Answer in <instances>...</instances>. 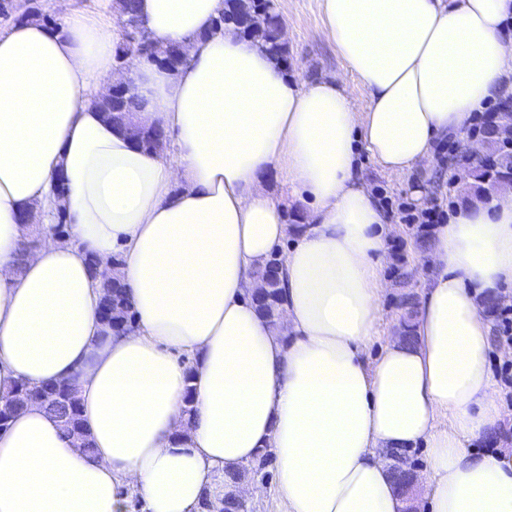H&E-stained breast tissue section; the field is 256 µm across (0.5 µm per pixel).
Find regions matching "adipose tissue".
I'll return each instance as SVG.
<instances>
[{"label": "adipose tissue", "mask_w": 512, "mask_h": 512, "mask_svg": "<svg viewBox=\"0 0 512 512\" xmlns=\"http://www.w3.org/2000/svg\"><path fill=\"white\" fill-rule=\"evenodd\" d=\"M148 35L186 48L169 71L133 60L137 119L176 136L169 162L136 148L96 104L115 80L122 28L63 10L58 26L0 32V393L69 382L93 453L31 404L0 431V512H196L203 489L265 448L285 512H404L390 455L428 450L427 512H512V455L472 448L501 419L477 294L512 283V188L433 229L417 342L377 357L393 231L356 160L428 168L440 139L512 84V0H321L324 38L368 91L303 84L234 30L224 0H137ZM310 202L296 230L271 170ZM65 172V200L52 189ZM65 206L70 236L21 212ZM278 323L255 271L287 236ZM120 256L136 331L107 333L90 254ZM195 376H188V364ZM195 388L196 419L183 413Z\"/></svg>", "instance_id": "adipose-tissue-1"}]
</instances>
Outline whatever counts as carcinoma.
I'll use <instances>...</instances> for the list:
<instances>
[{"label":"carcinoma","instance_id":"cac0c4a2","mask_svg":"<svg viewBox=\"0 0 512 512\" xmlns=\"http://www.w3.org/2000/svg\"><path fill=\"white\" fill-rule=\"evenodd\" d=\"M224 12L213 19L207 35L213 36L224 33L228 27H237L242 6H252L261 0H224ZM119 12L122 14L121 25L125 30V39L117 49L116 59H121L125 51L136 48L132 43V34L141 27V20L136 8V0H119ZM240 34L250 40L255 46L266 52L275 62L288 57V47L278 42L269 30H242ZM97 105L107 121L120 131L130 125L133 114L140 110L141 102L133 92L124 96L122 105L118 108L108 103V100L97 101ZM472 173L482 184L483 192L488 194L504 181H512V150H498L493 165H475ZM280 263L279 254L270 255L266 265L256 271V278L266 281L263 294L264 305L259 310L275 322L278 317L277 309L282 299L280 282L267 279L266 271ZM102 307L111 322L132 328L137 324L127 289L123 281L113 276L101 282ZM37 403L54 415L62 424L64 432L73 445L87 453L94 450L93 444L83 428L81 402L77 392L65 384H46L32 387L25 382L16 384L8 393L0 396V427L8 426L10 420L28 405ZM255 473L261 479L269 482L275 477V457L272 449L267 448L254 462L250 463Z\"/></svg>","mask_w":512,"mask_h":512}]
</instances>
